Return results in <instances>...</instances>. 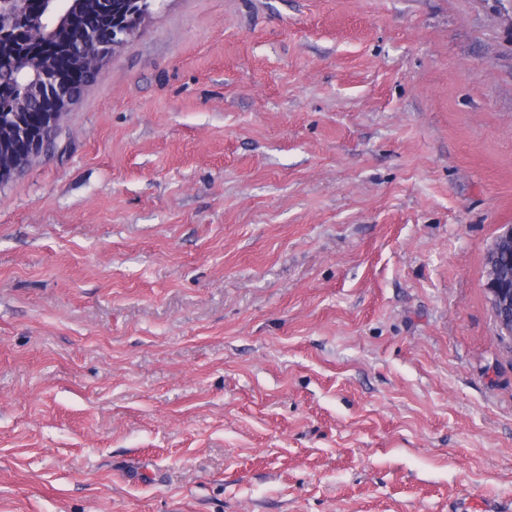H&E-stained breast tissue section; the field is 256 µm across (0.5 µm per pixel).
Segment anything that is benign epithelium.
<instances>
[{
  "instance_id": "benign-epithelium-1",
  "label": "benign epithelium",
  "mask_w": 512,
  "mask_h": 512,
  "mask_svg": "<svg viewBox=\"0 0 512 512\" xmlns=\"http://www.w3.org/2000/svg\"><path fill=\"white\" fill-rule=\"evenodd\" d=\"M21 0H0V45L11 43L18 36L13 29L17 5ZM44 13L37 18L34 30L49 36L64 26L73 11L76 0H44ZM97 24L88 28L90 38L82 53L76 55L88 69V76L97 77L112 53L132 37L150 15L147 0H95ZM30 80L23 87L19 98L13 101L10 111H0V129L10 138H1L15 148L0 150V183L9 180L38 156L54 133L63 112L76 100L71 87L62 80L60 71L49 67H29ZM48 98L53 111L43 118V130L35 135L25 123L32 101ZM488 280L486 291L492 310L512 307V226L499 235L487 254Z\"/></svg>"
}]
</instances>
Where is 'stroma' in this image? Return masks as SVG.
Wrapping results in <instances>:
<instances>
[{
	"instance_id": "obj_1",
	"label": "stroma",
	"mask_w": 512,
	"mask_h": 512,
	"mask_svg": "<svg viewBox=\"0 0 512 512\" xmlns=\"http://www.w3.org/2000/svg\"><path fill=\"white\" fill-rule=\"evenodd\" d=\"M512 0H159L0 184V512L512 506ZM512 226L499 235L488 250L486 291L493 312L512 306ZM505 256L504 260L502 256Z\"/></svg>"
}]
</instances>
